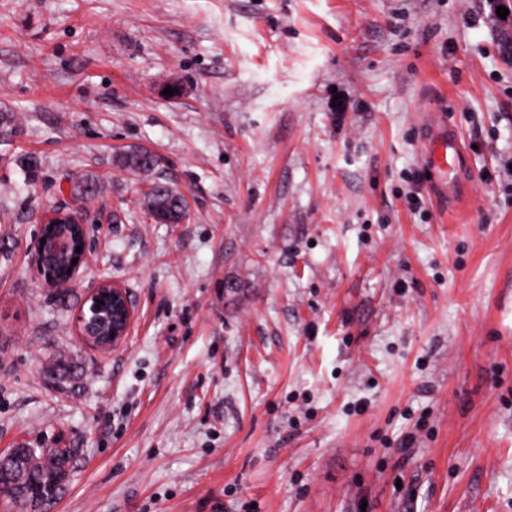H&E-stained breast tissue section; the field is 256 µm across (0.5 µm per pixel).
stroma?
Segmentation results:
<instances>
[{
	"label": "stroma",
	"mask_w": 512,
	"mask_h": 512,
	"mask_svg": "<svg viewBox=\"0 0 512 512\" xmlns=\"http://www.w3.org/2000/svg\"><path fill=\"white\" fill-rule=\"evenodd\" d=\"M509 28L490 0H0V450L73 449L54 512H512ZM439 115L467 171L416 211ZM131 148L188 220L147 216ZM58 207L90 255L62 294L30 249ZM107 277L134 317L102 353L73 316Z\"/></svg>",
	"instance_id": "obj_1"
}]
</instances>
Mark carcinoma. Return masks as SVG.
Listing matches in <instances>:
<instances>
[{
	"mask_svg": "<svg viewBox=\"0 0 512 512\" xmlns=\"http://www.w3.org/2000/svg\"><path fill=\"white\" fill-rule=\"evenodd\" d=\"M118 163L148 184L143 194V208L156 222L174 224L186 216L184 194L162 181L158 162L152 153L143 149L127 150L120 154ZM72 454L71 448L24 446L15 459L0 462V479H10L14 492L18 494L17 501L22 504H30L38 493L48 488L57 496L69 476Z\"/></svg>",
	"mask_w": 512,
	"mask_h": 512,
	"instance_id": "cac0c4a2",
	"label": "carcinoma"
}]
</instances>
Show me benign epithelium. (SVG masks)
Listing matches in <instances>:
<instances>
[{"label":"benign epithelium","instance_id":"7a95c632","mask_svg":"<svg viewBox=\"0 0 512 512\" xmlns=\"http://www.w3.org/2000/svg\"><path fill=\"white\" fill-rule=\"evenodd\" d=\"M87 216L80 210L55 209L42 214L41 228L55 226L56 230L46 234L40 233L34 242L35 270L44 278L46 287L61 291L70 286L87 262V250L76 255L78 262L71 266L70 278L64 282L56 280L45 273V265L53 260H65L73 251L74 241L71 232L86 235ZM112 298V311L104 314L97 301L104 297ZM133 319V307L125 288L110 279H102L92 289L74 317V325L81 339L91 348L110 352L121 345L127 338Z\"/></svg>","mask_w":512,"mask_h":512}]
</instances>
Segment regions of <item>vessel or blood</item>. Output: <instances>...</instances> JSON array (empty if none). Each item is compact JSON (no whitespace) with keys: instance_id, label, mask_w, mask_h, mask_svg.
Listing matches in <instances>:
<instances>
[{"instance_id":"vessel-or-blood-1","label":"vessel or blood","mask_w":512,"mask_h":512,"mask_svg":"<svg viewBox=\"0 0 512 512\" xmlns=\"http://www.w3.org/2000/svg\"><path fill=\"white\" fill-rule=\"evenodd\" d=\"M422 151L430 187L440 194H447L461 170L456 136L447 122L440 120L428 125L422 139Z\"/></svg>"}]
</instances>
